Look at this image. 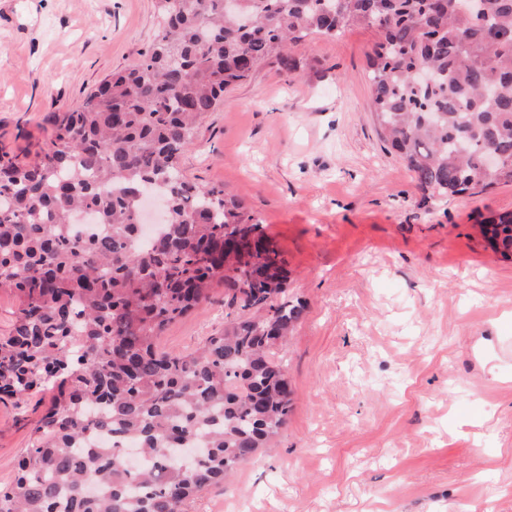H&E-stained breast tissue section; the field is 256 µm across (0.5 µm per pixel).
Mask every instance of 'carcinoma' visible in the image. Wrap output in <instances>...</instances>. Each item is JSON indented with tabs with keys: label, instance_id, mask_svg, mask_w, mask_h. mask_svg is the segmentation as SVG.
<instances>
[{
	"label": "carcinoma",
	"instance_id": "obj_1",
	"mask_svg": "<svg viewBox=\"0 0 512 512\" xmlns=\"http://www.w3.org/2000/svg\"><path fill=\"white\" fill-rule=\"evenodd\" d=\"M162 29L135 66L104 79L86 103L56 112L34 157L0 155V288L18 293L0 336V394L48 384L56 395L0 512H185L205 488L273 445L291 411L284 344L304 306L284 297V259L243 204L219 185L189 182L180 156L224 91L315 36L377 28L368 55L380 136L423 193L462 196L512 184V0H158ZM432 68V84L415 70ZM488 150L505 166L484 167ZM167 205L138 242L143 196ZM92 211L100 228H76ZM512 254V215L481 223ZM263 285L224 277V243ZM227 289L238 306L224 331L173 354L157 340ZM137 443L142 464L123 453Z\"/></svg>",
	"mask_w": 512,
	"mask_h": 512
}]
</instances>
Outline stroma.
I'll return each mask as SVG.
<instances>
[{
	"label": "stroma",
	"mask_w": 512,
	"mask_h": 512,
	"mask_svg": "<svg viewBox=\"0 0 512 512\" xmlns=\"http://www.w3.org/2000/svg\"><path fill=\"white\" fill-rule=\"evenodd\" d=\"M159 32L156 0H0V154L32 157L52 116L130 68ZM366 25L262 63L201 122L185 176L223 186L262 224L305 306L285 348L292 408L188 512H512V257L479 216L512 184L423 199L369 106ZM223 287L170 324L187 354L223 329ZM51 392L0 401V486Z\"/></svg>",
	"instance_id": "obj_1"
}]
</instances>
